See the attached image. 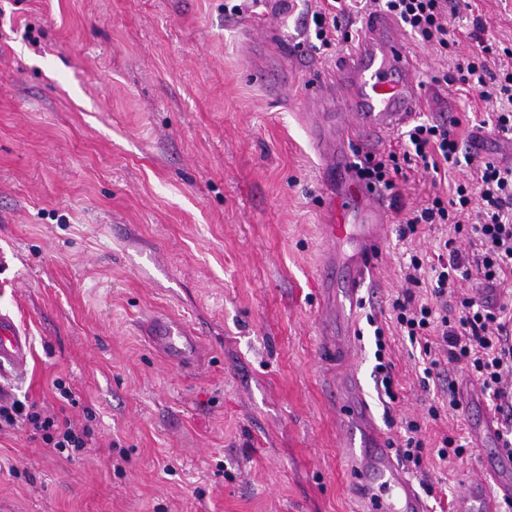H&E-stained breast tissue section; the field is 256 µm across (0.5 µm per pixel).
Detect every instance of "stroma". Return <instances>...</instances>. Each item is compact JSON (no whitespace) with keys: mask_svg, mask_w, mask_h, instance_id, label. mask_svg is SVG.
Returning a JSON list of instances; mask_svg holds the SVG:
<instances>
[{"mask_svg":"<svg viewBox=\"0 0 512 512\" xmlns=\"http://www.w3.org/2000/svg\"><path fill=\"white\" fill-rule=\"evenodd\" d=\"M228 0H0V310L28 331L32 358L12 394L89 427L80 454L45 448L25 425L0 433V512H353L337 453V413L317 358L313 285L321 221L319 156L294 104L255 82L253 38L305 45L291 81L306 92L346 44L321 48L287 0L240 16ZM481 18L512 47V0H471L449 20ZM402 35L416 56L419 117L452 119L460 142L491 104L446 85L448 57ZM422 167L384 193L389 228L358 310L357 367L393 448L402 420L421 424L423 464L410 469L427 503H452L481 466L472 428L487 396L450 369L459 410L426 416L443 394L419 347L396 328L391 299L412 292V253H432L448 224L402 235L406 213L449 184ZM164 312L208 345L194 377L151 350L137 324ZM382 327L396 399H379L373 368ZM70 385L72 400L55 392ZM466 444L442 461L443 437Z\"/></svg>","mask_w":512,"mask_h":512,"instance_id":"35a3bbf8","label":"stroma"}]
</instances>
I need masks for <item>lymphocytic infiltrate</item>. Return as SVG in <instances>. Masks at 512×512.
<instances>
[{
  "mask_svg": "<svg viewBox=\"0 0 512 512\" xmlns=\"http://www.w3.org/2000/svg\"><path fill=\"white\" fill-rule=\"evenodd\" d=\"M463 0H382L381 10L395 16L423 41L451 50L448 17L460 13ZM363 9V0H327L325 8L313 12L315 36L321 46L349 43L353 35L348 22ZM486 26L473 20L470 39L479 47L477 53L456 59L454 70L446 75L448 84L478 88L485 102L491 103L488 122L498 133L512 135V68L493 72L487 57L493 47L484 38ZM476 165L475 182L456 184L451 197L433 196L427 205L404 217L406 233H416L422 224L452 225L454 237L444 240L442 254L434 260L411 255L407 279L417 285L429 280L430 301L413 305L411 294L392 302L395 324L411 343L421 344L430 355L431 368L439 360L431 356L433 345L446 348L452 363L467 362L481 381L490 403L504 417L506 439L502 448L512 457V390L505 380H512V291L502 303L495 304L478 294H460L456 283L479 274L485 286L504 284L512 275V166L491 161L475 162L473 154H461L459 143L447 125L426 121L413 125L406 133L402 151L382 156H367L358 166L359 175L369 182L393 190L394 175L404 166H422L440 176L442 169L461 162ZM475 238L476 253L463 254L456 245V235ZM457 306L456 317H449V306ZM20 424L30 427L46 447L75 452L83 450L91 435L89 428H77L70 420L44 413L36 404L19 400H0V431Z\"/></svg>",
  "mask_w": 512,
  "mask_h": 512,
  "instance_id": "obj_1",
  "label": "lymphocytic infiltrate"
}]
</instances>
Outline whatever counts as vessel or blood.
Returning a JSON list of instances; mask_svg holds the SVG:
<instances>
[{"label":"vessel or blood","mask_w":512,"mask_h":512,"mask_svg":"<svg viewBox=\"0 0 512 512\" xmlns=\"http://www.w3.org/2000/svg\"><path fill=\"white\" fill-rule=\"evenodd\" d=\"M363 37L301 101L318 147L323 186V244L318 270L321 290L319 358L333 371L329 396L343 430L341 453L351 474L356 512H429L425 500L378 429L351 367L356 348V313L366 279L378 264L388 228V211L378 189L358 175L355 157L380 135L395 132L418 115L421 90L414 57L397 24L376 14ZM257 83L280 95L288 77L284 65L266 57L253 70ZM149 345L185 373L204 351L199 332L166 315L149 318ZM31 345L10 313L0 312V376L25 371ZM512 503V459L498 454L467 482L455 512H502Z\"/></svg>","instance_id":"obj_1"}]
</instances>
